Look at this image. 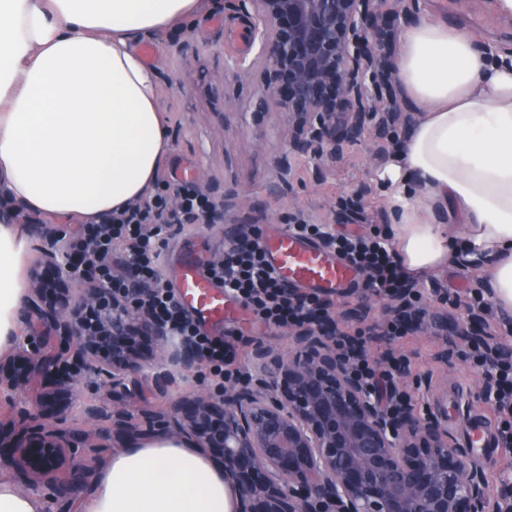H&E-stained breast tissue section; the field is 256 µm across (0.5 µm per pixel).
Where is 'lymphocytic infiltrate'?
Returning <instances> with one entry per match:
<instances>
[{
  "label": "lymphocytic infiltrate",
  "instance_id": "1",
  "mask_svg": "<svg viewBox=\"0 0 512 512\" xmlns=\"http://www.w3.org/2000/svg\"><path fill=\"white\" fill-rule=\"evenodd\" d=\"M172 193L181 200V209L176 214L167 212L169 194L159 192L98 223L81 225L71 242L72 249L82 257L74 276L78 279L89 276L114 288L125 287L127 279L131 278L139 287L148 289L155 317L174 335L185 338L195 347L201 361L199 378L209 385L221 386L243 375L240 365L243 334L235 330L225 331L220 338L208 334L172 291L158 262L166 219L197 224L210 217L213 205L202 193L184 184L173 185ZM291 231L321 242L324 248L334 252L359 273L364 288L375 296L399 300L406 310L421 306L422 295L411 287L388 237L378 233L368 236L335 233L322 224H295ZM117 253L122 256V267L118 270L112 262ZM205 271L225 293L251 313L256 323L265 326L299 324L313 314L332 308L331 301L318 294L287 287L268 263L257 241L247 248L225 251L223 263L206 265ZM405 332L404 322L395 317L357 329L355 335L338 337V350L361 377L369 393H376L396 373L408 368L409 362L404 356L394 355L389 365H382L367 354L365 341L379 339L393 344L402 339ZM468 358L474 365L488 368L494 376L495 385L488 398L499 421L498 439L503 448L512 453V361L490 364L489 348L485 345L469 347Z\"/></svg>",
  "mask_w": 512,
  "mask_h": 512
}]
</instances>
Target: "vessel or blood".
<instances>
[{
    "label": "vessel or blood",
    "mask_w": 512,
    "mask_h": 512,
    "mask_svg": "<svg viewBox=\"0 0 512 512\" xmlns=\"http://www.w3.org/2000/svg\"><path fill=\"white\" fill-rule=\"evenodd\" d=\"M263 245L289 285L333 293L351 285L356 277L341 260L292 233L264 237ZM179 286L183 301L201 319H220L230 310L223 292L210 283L199 267L184 269Z\"/></svg>",
    "instance_id": "obj_1"
}]
</instances>
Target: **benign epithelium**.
<instances>
[{
    "instance_id": "7a95c632",
    "label": "benign epithelium",
    "mask_w": 512,
    "mask_h": 512,
    "mask_svg": "<svg viewBox=\"0 0 512 512\" xmlns=\"http://www.w3.org/2000/svg\"><path fill=\"white\" fill-rule=\"evenodd\" d=\"M254 20L258 53L227 66L258 78L255 114L274 107L288 123V141L274 186L291 180V158L307 156L323 171L346 142L381 138L414 115L395 94L393 46L407 6L386 0H239ZM201 193L228 206L211 178ZM38 256L31 294L17 316L42 335L0 358V390L36 386L20 420L0 425V462L29 486L62 496L83 483L94 459L79 448L88 439L65 428L72 400L92 373L121 389L122 407L85 406L98 435L124 439L138 432L127 417L135 398L130 379L156 370L157 386L198 369L193 346L175 341L152 315L146 291L77 281L65 229L30 224ZM403 315L406 326L432 325L470 340L487 336L480 313L466 310L448 324L439 298ZM337 318L288 328V352L256 342L255 372L220 395L197 393L170 403L152 420L162 435L186 439L224 468L235 512H512V491L487 490L485 469L459 448L438 417L392 414L371 397L336 351Z\"/></svg>"
}]
</instances>
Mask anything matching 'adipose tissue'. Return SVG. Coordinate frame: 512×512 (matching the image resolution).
I'll list each match as a JSON object with an SVG mask.
<instances>
[{
  "instance_id": "1",
  "label": "adipose tissue",
  "mask_w": 512,
  "mask_h": 512,
  "mask_svg": "<svg viewBox=\"0 0 512 512\" xmlns=\"http://www.w3.org/2000/svg\"><path fill=\"white\" fill-rule=\"evenodd\" d=\"M203 0H0V197L89 224L156 190L169 139L141 35L186 25ZM404 96L420 117L377 164L409 275L483 272L512 314V54L486 56L430 16L401 32ZM28 239L0 218V346L17 330ZM87 512H234L224 472L165 437L98 469Z\"/></svg>"
}]
</instances>
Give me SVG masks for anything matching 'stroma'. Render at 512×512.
I'll return each instance as SVG.
<instances>
[{
    "label": "stroma",
    "instance_id": "1",
    "mask_svg": "<svg viewBox=\"0 0 512 512\" xmlns=\"http://www.w3.org/2000/svg\"><path fill=\"white\" fill-rule=\"evenodd\" d=\"M411 9L414 17L429 14L463 21L468 33L477 41H492L494 47L512 48V22L495 17L491 0H416ZM250 38V20L242 13L224 10L221 0H210L207 8L189 25L149 40L150 63L156 68L159 101L170 136V150L161 162L166 176L180 177L185 171L209 173L231 195L226 218L204 224L171 226L164 235L162 253L171 285H178V271L188 261L206 263L225 245L227 218L258 224L261 230L303 224H328L333 230H385L393 218L383 196L371 180V171L380 155L400 141L403 128H394L388 140L365 138L343 144L334 167L318 173L313 160L292 158L294 178L291 184L273 187L275 168L281 156L286 127L280 117L270 113L253 117L251 109L259 93L255 79L227 76L229 60L241 57V41ZM360 194L361 207L345 208L343 201ZM468 271L446 266L420 278L425 300L436 299L455 291L473 287ZM242 329L249 340L241 349V363L252 368L250 343L263 341L280 351H287L284 330L269 329L255 323L241 308H234L224 320L206 323L214 336L225 328ZM447 339L434 327L408 331L396 345L411 364L412 376L424 384L411 389L416 413L436 411L457 392L459 401L452 408L449 433L463 442V423L469 418H492L490 403L478 396V369L463 355L441 361L440 353ZM195 376L178 379L165 390H157L151 379L140 382L141 400L132 408V421L144 426L148 416L165 411L171 400L204 391ZM68 416L69 427L95 434V425L84 415V405L93 401L104 407L118 402L110 387L88 378Z\"/></svg>",
    "mask_w": 512,
    "mask_h": 512
}]
</instances>
